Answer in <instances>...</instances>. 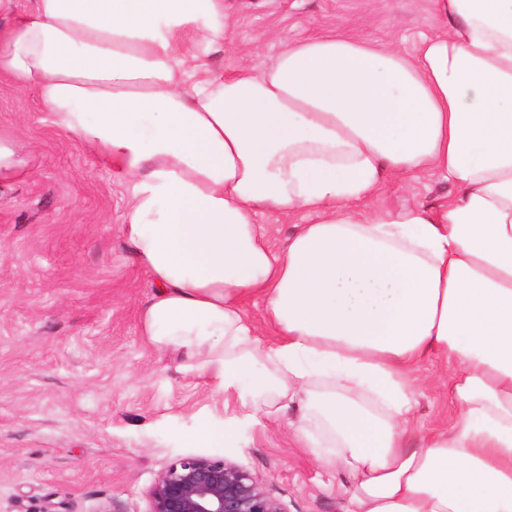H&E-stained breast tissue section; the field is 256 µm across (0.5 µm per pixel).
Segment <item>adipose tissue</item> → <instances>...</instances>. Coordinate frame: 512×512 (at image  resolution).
<instances>
[{"mask_svg":"<svg viewBox=\"0 0 512 512\" xmlns=\"http://www.w3.org/2000/svg\"><path fill=\"white\" fill-rule=\"evenodd\" d=\"M433 6L413 56L325 35L228 76L224 0H34L0 29V73L128 188L142 336L239 405L192 440L295 412L345 512H512V0ZM422 173L458 196L374 206ZM263 210L310 221L278 251ZM433 360L452 422L418 437Z\"/></svg>","mask_w":512,"mask_h":512,"instance_id":"adipose-tissue-1","label":"adipose tissue"}]
</instances>
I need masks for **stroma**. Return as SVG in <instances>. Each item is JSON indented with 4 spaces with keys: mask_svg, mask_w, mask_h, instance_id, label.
I'll return each mask as SVG.
<instances>
[{
    "mask_svg": "<svg viewBox=\"0 0 512 512\" xmlns=\"http://www.w3.org/2000/svg\"><path fill=\"white\" fill-rule=\"evenodd\" d=\"M232 43L210 59L232 73L293 40L333 33L414 53L437 33L431 0H228ZM0 142L23 166L0 180V512H146V490L186 455L223 456L258 477L285 512H344L341 476L279 416L233 441L190 442L224 401L142 336L151 288L123 244L128 202L111 166L56 125L35 88L0 73ZM427 173L388 180L376 203L454 195ZM419 432L448 426L450 371L425 362Z\"/></svg>",
    "mask_w": 512,
    "mask_h": 512,
    "instance_id": "1",
    "label": "stroma"
}]
</instances>
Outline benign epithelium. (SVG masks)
<instances>
[{
	"mask_svg": "<svg viewBox=\"0 0 512 512\" xmlns=\"http://www.w3.org/2000/svg\"><path fill=\"white\" fill-rule=\"evenodd\" d=\"M146 498L147 512H285L256 476L223 456L176 459L159 473Z\"/></svg>",
	"mask_w": 512,
	"mask_h": 512,
	"instance_id": "1",
	"label": "benign epithelium"
}]
</instances>
